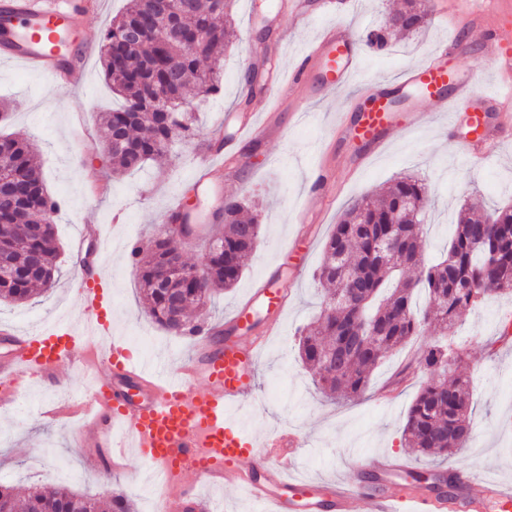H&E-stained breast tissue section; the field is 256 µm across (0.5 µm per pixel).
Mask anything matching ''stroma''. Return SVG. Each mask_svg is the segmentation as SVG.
I'll use <instances>...</instances> for the list:
<instances>
[{
  "instance_id": "1",
  "label": "stroma",
  "mask_w": 512,
  "mask_h": 512,
  "mask_svg": "<svg viewBox=\"0 0 512 512\" xmlns=\"http://www.w3.org/2000/svg\"><path fill=\"white\" fill-rule=\"evenodd\" d=\"M89 2L86 26L93 51L85 84L69 93L67 105H60L55 85L17 67L0 65V104L10 112L9 121L0 125V135L29 142L49 194L64 202L55 222L62 276L38 302L0 303V329L19 333L47 329L78 313L84 284L74 271V245L85 225L98 224L105 228L104 237L89 240L87 246L100 256L112 282L113 334L126 341L133 357H160L176 367L191 354L193 339L172 335L146 315L128 244L152 247L168 221L170 204L192 185L198 158L212 142L213 130L232 135L244 114L266 109L267 75L276 68L291 74L323 22L294 24L279 13L277 0H235L238 37L224 54L222 88L212 95H189L192 137L144 170L115 178L104 158L100 115L118 107L119 101L104 80L99 47L104 30L127 0ZM398 3L353 0L338 18L361 35L378 26ZM427 9L428 24L422 32L380 52L360 48V80L397 76L403 67L427 61L443 43L453 40L454 18L439 14L434 0H429ZM492 23V14H485L481 26L468 32L464 53L453 61L467 73L478 95L495 87V62L479 59L477 53L484 30ZM250 67L257 79L248 88L239 78ZM345 105V95L322 87L318 101L302 119L281 112L282 135L241 144L223 183L197 187L193 214L206 224V235L177 242L184 260L196 263L209 234L216 231L209 214L222 200H239L256 214L261 226L258 245L236 285L214 297L211 320L223 322L263 280H271L276 288L292 287L284 332L269 342L258 389L234 416L241 430L257 437L286 428L307 438L309 446L296 469L312 480L350 478L354 458L361 454H399L419 471L427 464L426 458L401 447L408 410L428 375L419 365L426 337L387 354L366 392L354 401L321 398L298 356V333L310 328L319 312L321 290L314 272L345 210L356 196L394 178L423 179L433 199L426 212L425 238V258L432 262L445 250L457 213L471 195L480 196L492 208L512 204V135L501 143L499 159L479 169L471 167L462 158L473 136L470 116L458 117L449 139L437 126H412L414 111L428 110L429 104L411 92L398 106L386 148L354 173L351 160L362 154V146L337 141L330 134ZM322 149L336 172V199L305 224L298 211L307 200L310 171ZM297 236L303 242L295 247L291 241ZM301 268L306 274L300 278L296 272ZM510 309L511 296L487 301L468 313L451 338L469 366L473 404L474 440L458 455L456 466L506 482H512V335L502 336L499 315ZM90 370L88 363L75 361L58 382L27 370L20 373L13 397L0 405V484L18 491L63 484L104 500L121 491L131 499L135 512H155L162 490L142 484L149 467L138 454H128L116 470L108 449L76 444L75 436L88 417L84 401L90 394Z\"/></svg>"
}]
</instances>
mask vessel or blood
<instances>
[{
  "mask_svg": "<svg viewBox=\"0 0 512 512\" xmlns=\"http://www.w3.org/2000/svg\"><path fill=\"white\" fill-rule=\"evenodd\" d=\"M295 20L331 17L336 0H287ZM87 0H0V59L15 61L43 80L63 86L81 84L89 58L86 31ZM461 39L443 46L428 61L406 68L398 80L356 103L352 118H339L338 133L381 150L389 141L391 115L397 93L417 89L430 102L441 128H449L462 113L490 112L494 124L485 126L465 160L480 166L494 156L499 144L496 129L512 127V0H495L494 22L479 45V54L497 61V83L506 93L475 98L468 79L449 66L458 54ZM355 38L341 25L323 26L291 77L269 75L267 99L288 100L292 85H305L317 93L321 85L347 88L360 70ZM274 111L250 113L239 124L234 138L225 140L223 153L203 156L194 178L205 184L233 160L239 142L253 140L274 123ZM86 284L77 321L61 320L50 329L14 337L10 358L0 362V374L24 366L46 376L59 374L80 353L85 337L107 340V376L95 389L91 417L84 427L88 443L124 456L139 449L145 461L164 479H178L181 486L170 501L158 504L159 512H185L200 506L199 486L225 482L245 490L261 512H512V487L479 479L474 472L449 471L450 490L410 483L413 469L404 460L387 455L363 460L356 478L339 481H300L291 472L304 450V440L289 442L274 430L261 438L240 432L234 410L255 386L267 341L283 328L287 298L267 287L252 289L224 322V341L214 345L208 335L198 336L192 357L176 371L162 360L132 358L120 339L112 338V298L99 269H81ZM265 301L274 310L262 335H238L254 302ZM264 458H256L257 448Z\"/></svg>",
  "mask_w": 512,
  "mask_h": 512,
  "instance_id": "vessel-or-blood-1",
  "label": "vessel or blood"
}]
</instances>
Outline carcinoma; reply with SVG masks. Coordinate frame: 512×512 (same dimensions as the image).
I'll return each mask as SVG.
<instances>
[{"mask_svg": "<svg viewBox=\"0 0 512 512\" xmlns=\"http://www.w3.org/2000/svg\"><path fill=\"white\" fill-rule=\"evenodd\" d=\"M234 0H175V12L164 16L158 0H131L106 30L101 50L103 73L123 105L103 113L102 138L108 144L113 172L139 170L168 153L184 137L192 117L174 101L157 103L154 89L178 81L180 98L194 87L209 94L222 83L221 53L232 43L226 26ZM395 15L399 26L386 24L365 38L369 48L385 49L396 34L418 32L426 23L424 0H403ZM139 26L143 37L129 41ZM206 42L195 45L196 34ZM211 62L207 71L202 61ZM7 164L4 181L9 192L0 198V223L15 225V236L0 241V273H19L0 280V302L25 303L37 287H50L59 269L51 220L53 198L28 143L1 136ZM431 202L429 188L415 176H403L375 194L363 195L336 224L325 244L318 280L325 289L317 325L298 337V354L314 373L325 395L355 397L368 387L385 356L407 346L431 326L443 335L455 332L464 316L485 298L512 294V206L478 214L481 202L461 209L444 257L426 264L423 258L422 214ZM242 203L224 201V232L216 236L219 249L206 280L188 281L177 273L172 259L154 247L137 248L132 262L150 317L171 333L192 336L198 324L189 317L196 308L204 320L212 297L232 288L244 262L259 240L260 225L242 216ZM398 213L402 223H390ZM38 232H30V226ZM423 292L427 306L416 307L415 293ZM180 305H173L174 296ZM367 333L351 344V328ZM422 364L439 374L429 377L410 406L403 428L404 447L448 462L473 437L472 401L463 375L461 355L452 344L436 340L423 351ZM0 512H130L121 492L103 502L61 486L51 491L21 494L0 485Z\"/></svg>", "mask_w": 512, "mask_h": 512, "instance_id": "cac0c4a2", "label": "carcinoma"}]
</instances>
